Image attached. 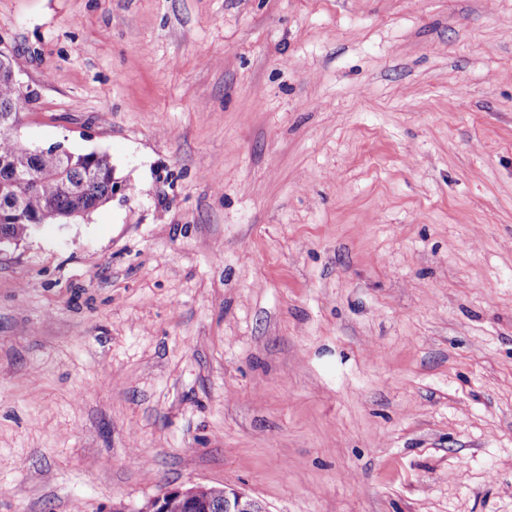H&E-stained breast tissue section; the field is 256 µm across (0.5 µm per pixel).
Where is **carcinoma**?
I'll use <instances>...</instances> for the list:
<instances>
[{
  "label": "carcinoma",
  "instance_id": "carcinoma-1",
  "mask_svg": "<svg viewBox=\"0 0 512 512\" xmlns=\"http://www.w3.org/2000/svg\"><path fill=\"white\" fill-rule=\"evenodd\" d=\"M9 58L0 54V124L18 123ZM33 173L32 184L21 178ZM112 162L105 154H35L24 138L0 132V234L24 239L34 224H52L71 213L87 214L112 198Z\"/></svg>",
  "mask_w": 512,
  "mask_h": 512
}]
</instances>
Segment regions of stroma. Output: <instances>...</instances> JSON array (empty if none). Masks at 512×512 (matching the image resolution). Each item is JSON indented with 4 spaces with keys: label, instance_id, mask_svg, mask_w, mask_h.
<instances>
[{
    "label": "stroma",
    "instance_id": "stroma-1",
    "mask_svg": "<svg viewBox=\"0 0 512 512\" xmlns=\"http://www.w3.org/2000/svg\"><path fill=\"white\" fill-rule=\"evenodd\" d=\"M0 52L114 183L0 253V512H512V0H0ZM224 512H267L261 503L236 489H224ZM211 487L171 488L156 496L144 512H210L218 505Z\"/></svg>",
    "mask_w": 512,
    "mask_h": 512
}]
</instances>
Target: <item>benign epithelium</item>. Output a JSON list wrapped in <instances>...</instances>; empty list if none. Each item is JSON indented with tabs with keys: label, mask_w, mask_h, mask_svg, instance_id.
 <instances>
[{
	"label": "benign epithelium",
	"mask_w": 512,
	"mask_h": 512,
	"mask_svg": "<svg viewBox=\"0 0 512 512\" xmlns=\"http://www.w3.org/2000/svg\"><path fill=\"white\" fill-rule=\"evenodd\" d=\"M224 512H267L261 503L236 489H226L216 500L207 486L171 488L156 496L144 512H209L217 503Z\"/></svg>",
	"instance_id": "7a95c632"
}]
</instances>
